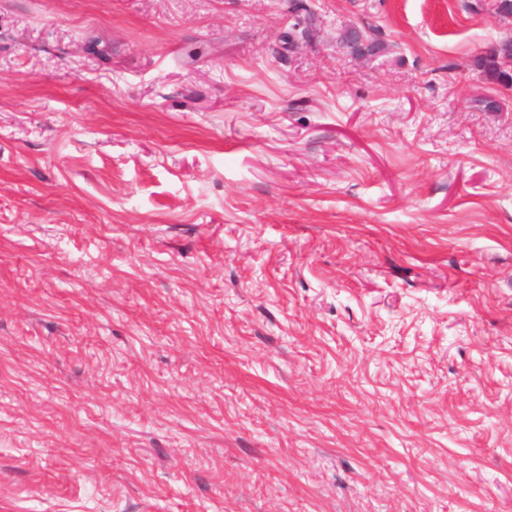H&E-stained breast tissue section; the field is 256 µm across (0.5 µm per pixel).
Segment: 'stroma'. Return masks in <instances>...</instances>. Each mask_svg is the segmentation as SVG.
Instances as JSON below:
<instances>
[{
    "label": "stroma",
    "instance_id": "1",
    "mask_svg": "<svg viewBox=\"0 0 512 512\" xmlns=\"http://www.w3.org/2000/svg\"><path fill=\"white\" fill-rule=\"evenodd\" d=\"M493 3L0 0V512H512Z\"/></svg>",
    "mask_w": 512,
    "mask_h": 512
}]
</instances>
